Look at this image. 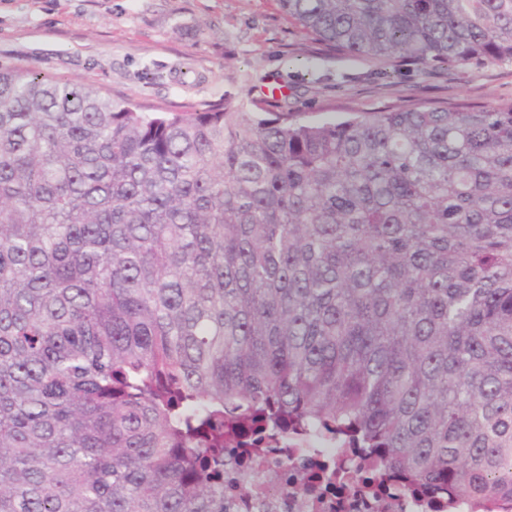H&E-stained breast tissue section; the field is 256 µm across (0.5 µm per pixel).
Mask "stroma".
<instances>
[{"mask_svg":"<svg viewBox=\"0 0 512 512\" xmlns=\"http://www.w3.org/2000/svg\"><path fill=\"white\" fill-rule=\"evenodd\" d=\"M74 80L145 112L250 105L282 87L313 119L418 102L512 101V65L421 75L336 53L278 0H0V67Z\"/></svg>","mask_w":512,"mask_h":512,"instance_id":"obj_1","label":"stroma"}]
</instances>
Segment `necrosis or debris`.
<instances>
[{"mask_svg":"<svg viewBox=\"0 0 512 512\" xmlns=\"http://www.w3.org/2000/svg\"><path fill=\"white\" fill-rule=\"evenodd\" d=\"M276 473L274 483H264ZM224 489L235 512H472L446 492L401 499L394 482L375 475L365 462L335 442H312L309 452L289 444L257 457H235L224 465Z\"/></svg>","mask_w":512,"mask_h":512,"instance_id":"obj_1","label":"necrosis or debris"}]
</instances>
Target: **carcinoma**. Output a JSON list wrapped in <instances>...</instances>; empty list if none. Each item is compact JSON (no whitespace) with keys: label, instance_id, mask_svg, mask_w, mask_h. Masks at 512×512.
<instances>
[{"label":"carcinoma","instance_id":"carcinoma-1","mask_svg":"<svg viewBox=\"0 0 512 512\" xmlns=\"http://www.w3.org/2000/svg\"><path fill=\"white\" fill-rule=\"evenodd\" d=\"M326 46L512 63V0H280ZM142 112L0 68V512H227L258 422L512 500V102Z\"/></svg>","mask_w":512,"mask_h":512}]
</instances>
